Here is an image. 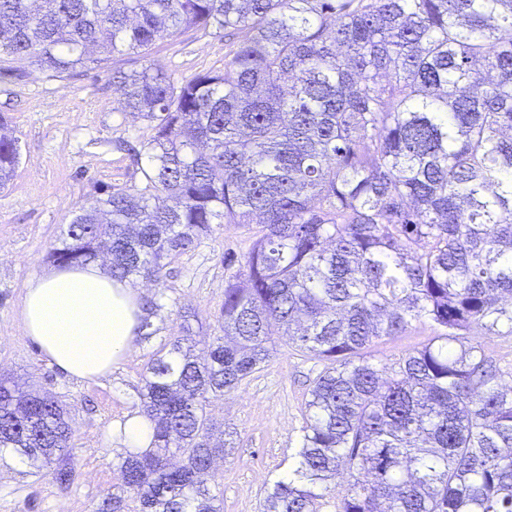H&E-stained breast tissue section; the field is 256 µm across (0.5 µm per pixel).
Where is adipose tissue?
Instances as JSON below:
<instances>
[{
  "label": "adipose tissue",
  "mask_w": 512,
  "mask_h": 512,
  "mask_svg": "<svg viewBox=\"0 0 512 512\" xmlns=\"http://www.w3.org/2000/svg\"><path fill=\"white\" fill-rule=\"evenodd\" d=\"M143 317L138 291L96 262L33 275L21 310L25 336L77 380L110 375L133 351Z\"/></svg>",
  "instance_id": "adipose-tissue-1"
}]
</instances>
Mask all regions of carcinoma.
I'll return each instance as SVG.
<instances>
[{
    "mask_svg": "<svg viewBox=\"0 0 512 512\" xmlns=\"http://www.w3.org/2000/svg\"><path fill=\"white\" fill-rule=\"evenodd\" d=\"M212 27L224 69L178 85L116 69L120 111L152 124L143 192H105L59 265L160 284L215 224L262 234L230 272L224 335L174 336L144 377L152 448L118 464L138 512H220L210 399L284 343L323 363L295 466L264 512H512V382L477 336L512 333V0H0V76L62 78ZM20 146L0 116V189ZM433 336L386 364L370 346ZM51 397L0 379V451L75 472Z\"/></svg>",
    "mask_w": 512,
    "mask_h": 512,
    "instance_id": "obj_1",
    "label": "carcinoma"
}]
</instances>
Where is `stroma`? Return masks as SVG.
<instances>
[{"instance_id": "obj_1", "label": "stroma", "mask_w": 512, "mask_h": 512, "mask_svg": "<svg viewBox=\"0 0 512 512\" xmlns=\"http://www.w3.org/2000/svg\"><path fill=\"white\" fill-rule=\"evenodd\" d=\"M227 51L215 29H197L161 40L149 57H118L101 70L64 79L35 69L0 77V114L20 145V162L0 191V377L46 392L64 406L75 469L74 482L63 488L47 469L11 451L0 454V512H96L120 486L123 449L109 433L138 410L152 358L183 329L199 343L222 333L224 254L245 252L259 230L255 224L216 227L170 258L161 285L140 283L145 299L161 307L148 336L111 377L80 382L49 365L23 334L21 307L27 280L52 267V251L88 200L147 185L131 151L153 130L146 120L118 111L113 69L157 67L182 83L222 70ZM321 369L317 360L283 345L238 390L211 401L208 413L224 432L225 453L215 461L211 483L223 512H261L266 489L287 474L299 449L308 390Z\"/></svg>"}]
</instances>
